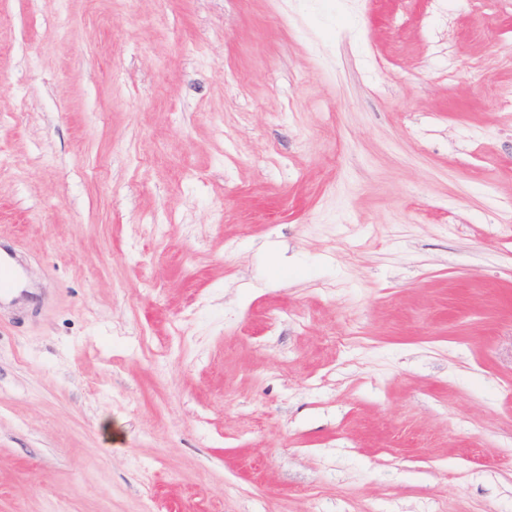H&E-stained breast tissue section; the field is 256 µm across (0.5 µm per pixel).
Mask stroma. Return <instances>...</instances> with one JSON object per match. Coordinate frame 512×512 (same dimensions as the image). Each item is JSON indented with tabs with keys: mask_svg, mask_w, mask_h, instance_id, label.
I'll return each mask as SVG.
<instances>
[{
	"mask_svg": "<svg viewBox=\"0 0 512 512\" xmlns=\"http://www.w3.org/2000/svg\"><path fill=\"white\" fill-rule=\"evenodd\" d=\"M512 0H0V512H512ZM25 292L29 291L27 288H21L20 278L11 259L0 256V301L5 298L19 297Z\"/></svg>",
	"mask_w": 512,
	"mask_h": 512,
	"instance_id": "35a3bbf8",
	"label": "stroma"
}]
</instances>
